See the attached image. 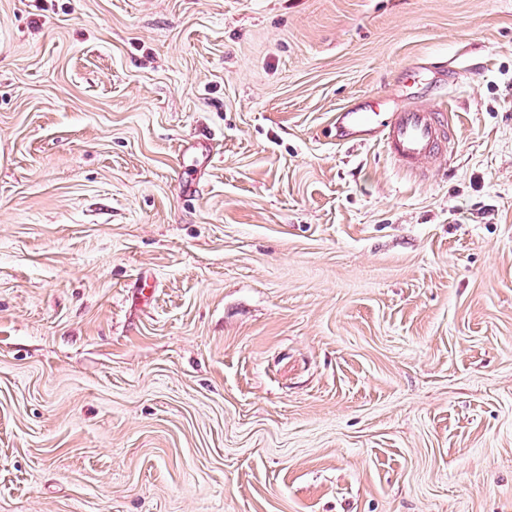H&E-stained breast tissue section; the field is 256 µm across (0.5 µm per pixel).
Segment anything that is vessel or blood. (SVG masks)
I'll return each mask as SVG.
<instances>
[{
	"instance_id": "b4317fda",
	"label": "vessel or blood",
	"mask_w": 512,
	"mask_h": 512,
	"mask_svg": "<svg viewBox=\"0 0 512 512\" xmlns=\"http://www.w3.org/2000/svg\"><path fill=\"white\" fill-rule=\"evenodd\" d=\"M420 82L419 69H408L403 75L408 94L400 107L389 108L387 98L378 96L363 106L339 113L336 128L340 140L351 141L379 132L392 158L403 168L419 170L431 163L453 133L445 128V112L440 106L421 102Z\"/></svg>"
}]
</instances>
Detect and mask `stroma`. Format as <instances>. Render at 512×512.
<instances>
[{"instance_id":"stroma-1","label":"stroma","mask_w":512,"mask_h":512,"mask_svg":"<svg viewBox=\"0 0 512 512\" xmlns=\"http://www.w3.org/2000/svg\"><path fill=\"white\" fill-rule=\"evenodd\" d=\"M0 512H512V0H0ZM403 83L411 90L400 107L390 109L386 96H378L362 107L355 105L340 112L336 117L338 139L351 141L381 132L396 163L409 170H422L434 160L442 143L452 140L453 132L449 124L448 130L445 129L444 110L438 105L420 102V92L413 91L422 84L419 69L406 70ZM381 113L387 114L382 121L379 120Z\"/></svg>"}]
</instances>
